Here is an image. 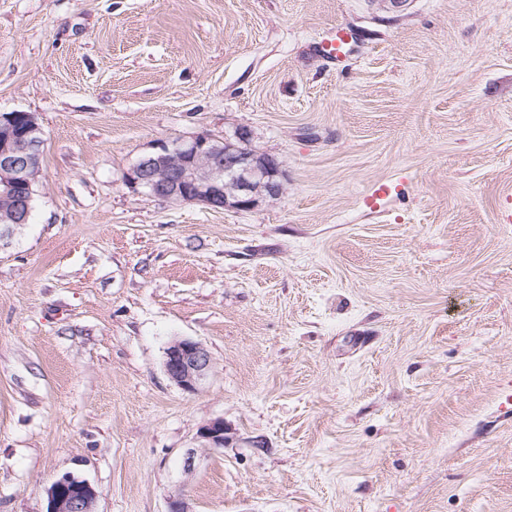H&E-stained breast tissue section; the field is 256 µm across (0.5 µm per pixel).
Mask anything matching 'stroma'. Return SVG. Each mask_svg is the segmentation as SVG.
<instances>
[{
    "mask_svg": "<svg viewBox=\"0 0 512 512\" xmlns=\"http://www.w3.org/2000/svg\"><path fill=\"white\" fill-rule=\"evenodd\" d=\"M14 111L45 143L0 242V512L65 473L98 512H512V0H0ZM239 126L280 196L123 181ZM164 365L167 375L177 386L195 392L207 381L212 359L201 342L192 338H179L167 347ZM198 439L204 448L224 447V422L217 419L203 425L198 432Z\"/></svg>",
    "mask_w": 512,
    "mask_h": 512,
    "instance_id": "stroma-1",
    "label": "stroma"
}]
</instances>
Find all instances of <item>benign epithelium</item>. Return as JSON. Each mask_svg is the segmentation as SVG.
Masks as SVG:
<instances>
[{"mask_svg": "<svg viewBox=\"0 0 512 512\" xmlns=\"http://www.w3.org/2000/svg\"><path fill=\"white\" fill-rule=\"evenodd\" d=\"M249 129L238 127L222 140L199 135L158 146L124 174L126 185L148 196L211 209H250L283 190L282 162L265 153L240 147ZM44 130L27 112L0 113V240L28 223L33 199L31 171L40 166ZM165 370L180 388L195 392L207 381L212 359L192 338L173 340L165 351ZM198 439L204 448L224 447V421L203 425ZM46 512H97L98 492L72 473L59 476L47 489Z\"/></svg>", "mask_w": 512, "mask_h": 512, "instance_id": "7a95c632", "label": "benign epithelium"}]
</instances>
